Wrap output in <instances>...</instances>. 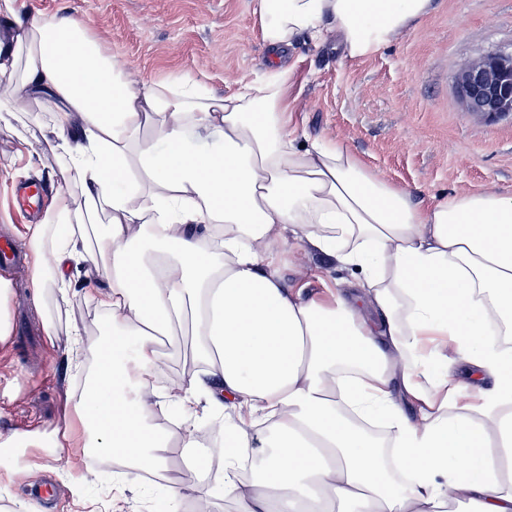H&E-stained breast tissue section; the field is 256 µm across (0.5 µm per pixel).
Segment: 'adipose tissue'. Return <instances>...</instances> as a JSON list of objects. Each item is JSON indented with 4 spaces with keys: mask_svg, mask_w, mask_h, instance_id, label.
<instances>
[{
    "mask_svg": "<svg viewBox=\"0 0 512 512\" xmlns=\"http://www.w3.org/2000/svg\"><path fill=\"white\" fill-rule=\"evenodd\" d=\"M430 9L254 0L267 77L221 98L197 77L133 78L75 19L38 18L0 43V122L44 99L64 159L27 240L34 294L68 303L82 264L106 282L96 363L68 397L85 447L134 476L165 472L170 441L198 447L218 423V478L193 467L181 482L200 503L219 486L238 512H512V195L413 202L341 142L307 138L286 97L280 53L297 37L333 33L363 59ZM203 132L220 138L202 148ZM288 245L357 284L289 287ZM185 320L198 368L157 391L158 339ZM460 359L474 385L454 382ZM172 400L184 417L157 426ZM255 446L264 459L242 478Z\"/></svg>",
    "mask_w": 512,
    "mask_h": 512,
    "instance_id": "1",
    "label": "adipose tissue"
}]
</instances>
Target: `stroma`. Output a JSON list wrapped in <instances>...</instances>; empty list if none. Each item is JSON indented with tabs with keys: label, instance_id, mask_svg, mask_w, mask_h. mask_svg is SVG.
<instances>
[{
	"label": "stroma",
	"instance_id": "35a3bbf8",
	"mask_svg": "<svg viewBox=\"0 0 512 512\" xmlns=\"http://www.w3.org/2000/svg\"><path fill=\"white\" fill-rule=\"evenodd\" d=\"M75 18L135 77L204 76L216 95L235 80L263 76L269 50L261 41L252 0H26L15 16H0V31L27 26L33 18ZM512 46V0H433L432 11L399 39L366 59L343 57L336 40L322 44L301 37L286 60L293 75L288 97L296 121L312 138L335 137L372 170L428 203L445 193L492 188L512 194V118L488 121L462 107L455 91L457 70L496 48ZM52 125L46 103L30 101L17 121L0 123V237L24 249L27 228L8 206L12 188L37 184L44 201L57 186L52 176L61 160L45 139ZM289 282L320 287L319 279L345 278L346 270L324 255L296 248L286 253ZM30 257L0 278L10 289L0 298V318L9 334L0 341V434L26 430L38 435L56 427L65 394L81 374L71 365V326L83 336H101L102 318L92 298L102 282L80 267L70 301L58 306L55 291L35 299ZM54 318L46 336L44 315ZM189 326L177 328L161 347L155 382L164 385L197 367ZM27 471L18 479L16 469ZM54 479L62 494L43 512H153L167 503V479L131 480L108 458L79 475L46 449L0 450V512H30L28 488Z\"/></svg>",
	"mask_w": 512,
	"mask_h": 512
}]
</instances>
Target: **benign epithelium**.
Here are the masks:
<instances>
[{
    "label": "benign epithelium",
    "mask_w": 512,
    "mask_h": 512,
    "mask_svg": "<svg viewBox=\"0 0 512 512\" xmlns=\"http://www.w3.org/2000/svg\"><path fill=\"white\" fill-rule=\"evenodd\" d=\"M464 109L494 121L512 117V48H500L468 61L455 75Z\"/></svg>",
    "instance_id": "benign-epithelium-1"
}]
</instances>
